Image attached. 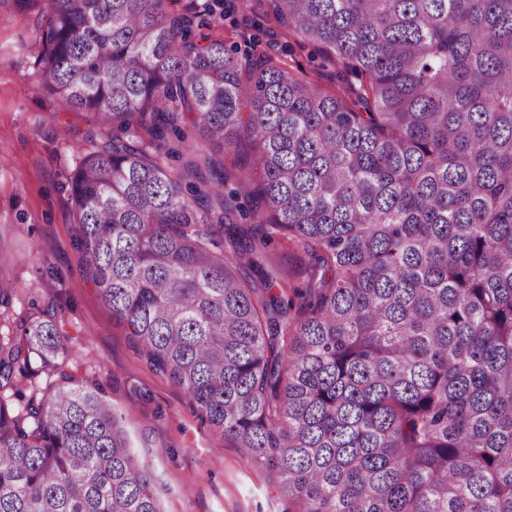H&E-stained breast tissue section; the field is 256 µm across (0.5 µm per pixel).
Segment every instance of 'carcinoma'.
I'll list each match as a JSON object with an SVG mask.
<instances>
[{"instance_id":"carcinoma-1","label":"carcinoma","mask_w":512,"mask_h":512,"mask_svg":"<svg viewBox=\"0 0 512 512\" xmlns=\"http://www.w3.org/2000/svg\"><path fill=\"white\" fill-rule=\"evenodd\" d=\"M173 2L46 3L95 294L288 512H512V0H267L332 91ZM67 355L0 338V512H164L96 389L25 393Z\"/></svg>"}]
</instances>
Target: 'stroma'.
Returning a JSON list of instances; mask_svg holds the SVG:
<instances>
[{
	"mask_svg": "<svg viewBox=\"0 0 512 512\" xmlns=\"http://www.w3.org/2000/svg\"><path fill=\"white\" fill-rule=\"evenodd\" d=\"M208 0H174L199 36L283 61L300 78L336 83L312 46L252 12V0H226L209 16ZM48 12L0 7V270L13 293L0 336L17 322L52 317L69 354L60 370L37 371L25 389L46 393L61 375L101 390L122 416L141 464L150 471L165 512H287L271 473L255 465L221 430L202 422L185 393L152 370L85 278L76 246L70 178L92 151L85 113L71 109L39 81L40 36Z\"/></svg>",
	"mask_w": 512,
	"mask_h": 512,
	"instance_id": "obj_1",
	"label": "stroma"
}]
</instances>
